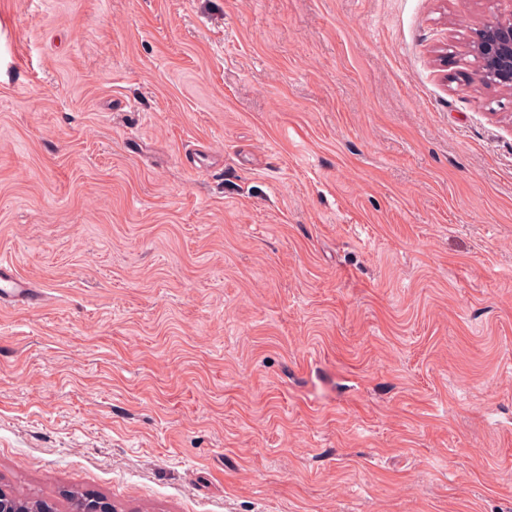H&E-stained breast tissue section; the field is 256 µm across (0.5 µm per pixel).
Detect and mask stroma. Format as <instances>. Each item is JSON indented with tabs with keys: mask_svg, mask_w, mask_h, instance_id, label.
Masks as SVG:
<instances>
[{
	"mask_svg": "<svg viewBox=\"0 0 512 512\" xmlns=\"http://www.w3.org/2000/svg\"><path fill=\"white\" fill-rule=\"evenodd\" d=\"M496 8L0 0V489L512 512ZM498 7L473 32L471 50L479 62L476 80L489 87L512 88V0ZM41 301V290L20 276L12 262L0 259V305L35 307Z\"/></svg>",
	"mask_w": 512,
	"mask_h": 512,
	"instance_id": "obj_1",
	"label": "stroma"
}]
</instances>
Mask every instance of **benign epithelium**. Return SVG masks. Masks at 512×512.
Here are the masks:
<instances>
[{
    "instance_id": "7a95c632",
    "label": "benign epithelium",
    "mask_w": 512,
    "mask_h": 512,
    "mask_svg": "<svg viewBox=\"0 0 512 512\" xmlns=\"http://www.w3.org/2000/svg\"><path fill=\"white\" fill-rule=\"evenodd\" d=\"M471 50L479 62L476 80L491 87L512 88V0H498V7L473 32ZM112 504L90 498L76 512H112Z\"/></svg>"
}]
</instances>
